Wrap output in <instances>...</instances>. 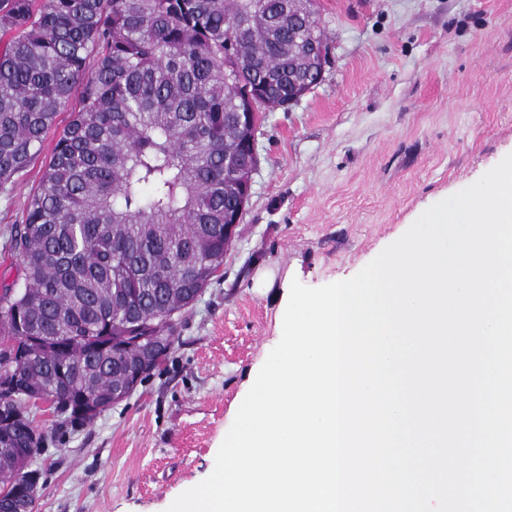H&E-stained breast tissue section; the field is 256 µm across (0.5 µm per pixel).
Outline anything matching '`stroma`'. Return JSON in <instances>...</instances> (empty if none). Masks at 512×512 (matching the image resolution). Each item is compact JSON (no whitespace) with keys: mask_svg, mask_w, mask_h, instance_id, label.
Returning <instances> with one entry per match:
<instances>
[{"mask_svg":"<svg viewBox=\"0 0 512 512\" xmlns=\"http://www.w3.org/2000/svg\"><path fill=\"white\" fill-rule=\"evenodd\" d=\"M319 26L325 78L261 113L243 220L166 361L76 429L29 406L46 437L34 512H166L213 471L292 280L355 276L512 154V0H320ZM52 147L0 190V292L21 275L10 240Z\"/></svg>","mask_w":512,"mask_h":512,"instance_id":"stroma-1","label":"stroma"}]
</instances>
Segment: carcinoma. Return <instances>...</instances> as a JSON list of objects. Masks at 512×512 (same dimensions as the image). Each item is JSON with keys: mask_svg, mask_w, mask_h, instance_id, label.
Returning <instances> with one entry per match:
<instances>
[{"mask_svg": "<svg viewBox=\"0 0 512 512\" xmlns=\"http://www.w3.org/2000/svg\"><path fill=\"white\" fill-rule=\"evenodd\" d=\"M313 42L322 32L300 0H0L1 189L79 102L10 242L23 279L0 297V336L18 337L0 397V507L34 509L20 481L4 490L45 442L25 403L85 424V402L150 376L132 337H155L153 368L167 358L175 314L233 242L224 159L243 150L239 102L262 84L267 105L285 106Z\"/></svg>", "mask_w": 512, "mask_h": 512, "instance_id": "1", "label": "carcinoma"}]
</instances>
